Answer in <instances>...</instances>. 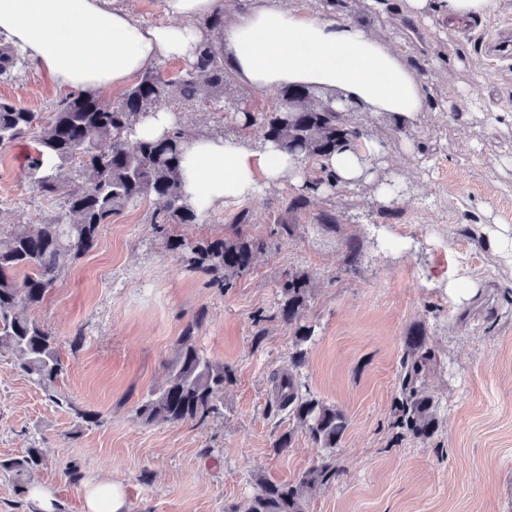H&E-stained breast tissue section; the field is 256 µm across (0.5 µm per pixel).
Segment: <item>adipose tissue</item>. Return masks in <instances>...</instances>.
<instances>
[{
	"mask_svg": "<svg viewBox=\"0 0 512 512\" xmlns=\"http://www.w3.org/2000/svg\"><path fill=\"white\" fill-rule=\"evenodd\" d=\"M503 0H405L415 17L438 14L449 28L496 16ZM223 0H164L171 21L145 27L111 0H0V36L47 73L59 91L111 94L163 59L192 61L199 20ZM224 61L250 91L273 97L288 85L335 92V105L411 125L425 109L418 78L399 53L365 22L314 14L283 0H248L224 25ZM385 149L362 139L315 163H301L275 144L190 135L183 155L182 195L199 218L224 204L260 197L291 183L304 188L316 171L337 187L373 188L383 202Z\"/></svg>",
	"mask_w": 512,
	"mask_h": 512,
	"instance_id": "1",
	"label": "adipose tissue"
}]
</instances>
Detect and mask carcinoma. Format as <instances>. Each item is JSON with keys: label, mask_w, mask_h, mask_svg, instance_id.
<instances>
[{"label": "carcinoma", "mask_w": 512, "mask_h": 512, "mask_svg": "<svg viewBox=\"0 0 512 512\" xmlns=\"http://www.w3.org/2000/svg\"><path fill=\"white\" fill-rule=\"evenodd\" d=\"M200 28L203 36L186 70L167 76L156 68L146 71L112 103L82 91L62 100L56 111L43 118L0 99V147L32 134L37 152L33 170L51 162L49 172L36 178L37 190L44 196L64 195L63 210L45 224L0 225V351L14 355L19 371L49 401L73 410L88 424H97L98 415L77 408L56 390L63 373L57 338L37 321L19 315V310L40 307L67 263L90 252L97 245L101 225L112 223V217L127 207L154 198L157 207L150 223L161 232L167 224L198 222L181 194V164L188 137L183 122L156 138L135 137V126L169 103L224 107L225 90L233 80L224 66L221 47L224 12L214 13ZM18 61L15 49L0 48V76ZM332 102L315 89L285 87L273 110L247 113L246 125L282 151L317 161L361 137ZM267 247L264 239L236 229L222 239L190 247L191 257L185 263L189 270L210 277L212 284L229 289ZM309 284V274L296 272L279 286V314L296 327V344L288 369L274 377V391L280 405L312 441L334 449L348 427V418L307 390L299 375L305 362L302 346L313 338L312 328L300 324ZM195 328L194 324L187 326L180 336L165 384L141 402L137 414L144 424L202 420L214 411L230 370L198 350ZM432 361L426 336L408 337L399 376L398 418L420 440L431 438L439 423L438 404L419 394ZM43 464L42 450L31 447L20 456L0 458V472L10 474L17 494L26 497L27 476ZM338 474L329 458L304 472L295 484H277L260 476L258 491L242 512H305L308 492L326 486Z\"/></svg>", "instance_id": "obj_1"}]
</instances>
